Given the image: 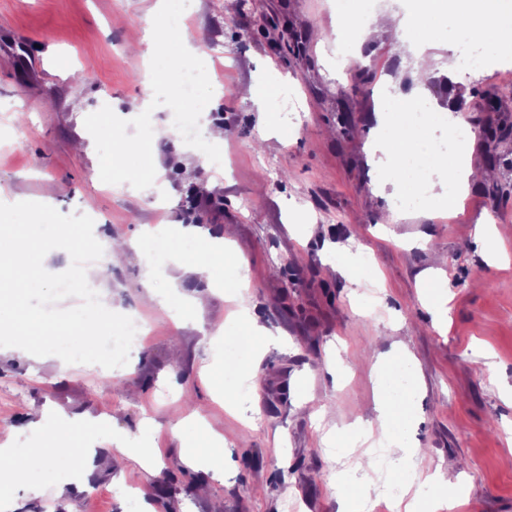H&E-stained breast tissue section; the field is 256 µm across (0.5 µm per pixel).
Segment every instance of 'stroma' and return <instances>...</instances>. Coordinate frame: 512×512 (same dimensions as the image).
<instances>
[{
	"instance_id": "35a3bbf8",
	"label": "stroma",
	"mask_w": 512,
	"mask_h": 512,
	"mask_svg": "<svg viewBox=\"0 0 512 512\" xmlns=\"http://www.w3.org/2000/svg\"><path fill=\"white\" fill-rule=\"evenodd\" d=\"M192 0L186 23L206 46L213 86L205 109L222 125V162L186 167L179 137L152 142L160 179L137 190L95 179L99 166L85 117L109 104L125 116L129 98L142 95L153 53L148 37L156 0H0V222L12 224L34 255L48 237L67 242L38 293L12 288L0 297L13 305L49 304L57 324L83 308L81 289L57 285L73 250L100 251L112 240L138 239L154 224L200 223L220 235L232 225L230 247L244 262L225 279L245 273L241 297L209 293L197 321L174 327L169 313L144 287L199 291L192 277L148 280L141 250L128 249L111 267L112 315L101 335H121L128 309L149 323V334L126 370L101 379L107 349L60 351L37 362L0 353V444L42 453L57 442L81 448L65 426L39 427L40 416L65 413L111 423L136 437L152 419L160 465L128 459L125 483L165 486L163 496L128 500L118 495L108 445L97 449L94 471L79 477L74 465L54 489L35 494L12 486L0 471V488L12 512H342L340 482L374 486L364 512H397L386 499L373 457L356 460L328 443L335 428L374 420L376 379L393 360L410 364L416 386L407 426L415 456H389L405 499L435 498L429 474L457 475L463 512H512V137L489 145L481 130L491 121L512 127V72L455 76L468 89H503L500 113L471 99L474 133L466 147L480 168L489 150L500 164L494 181L471 184L460 211L448 221L429 205L408 207L377 186L381 131L376 114L391 75L411 72L409 56L389 37L340 66L350 47H338L336 0ZM305 37V55L277 52L273 21ZM374 78L357 83V65ZM253 83L287 90L264 104L243 99ZM490 224V247L473 246L477 225ZM442 269L448 322L437 323L423 295L424 275ZM254 318L281 345L251 350L250 371L212 390L202 363L223 368L242 316ZM223 327L222 335L206 330ZM203 404L204 425L224 441L222 478L188 466L177 419ZM323 415H313L316 407Z\"/></svg>"
}]
</instances>
